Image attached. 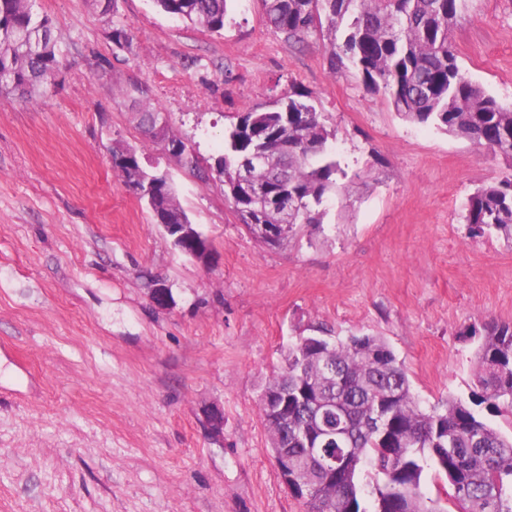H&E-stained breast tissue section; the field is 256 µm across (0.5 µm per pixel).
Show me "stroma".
Segmentation results:
<instances>
[{
  "mask_svg": "<svg viewBox=\"0 0 512 512\" xmlns=\"http://www.w3.org/2000/svg\"><path fill=\"white\" fill-rule=\"evenodd\" d=\"M35 8L63 68L33 101L0 91V512H305L259 399L289 345L321 327L384 337L424 405L471 400L467 331L512 321V241L471 236L463 215L511 166L402 119L353 67L331 70L326 33L286 40L260 0H230L220 35L153 0ZM451 40L468 77L512 106V0H466ZM291 92L335 132L340 171L321 223L271 248L137 112L151 103L211 164L239 113ZM116 140L169 173L206 262L152 224L112 167ZM159 282L166 309L150 300ZM214 406L220 437L204 426Z\"/></svg>",
  "mask_w": 512,
  "mask_h": 512,
  "instance_id": "35a3bbf8",
  "label": "stroma"
}]
</instances>
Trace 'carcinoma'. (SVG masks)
<instances>
[{
    "label": "carcinoma",
    "instance_id": "cac0c4a2",
    "mask_svg": "<svg viewBox=\"0 0 512 512\" xmlns=\"http://www.w3.org/2000/svg\"><path fill=\"white\" fill-rule=\"evenodd\" d=\"M163 12L212 33L224 30L228 0H153ZM271 29L301 41L313 32L333 34L331 64L348 59L370 92H383L399 115L433 122L493 156L512 159V108H506L462 70L450 40L464 0H262ZM35 0H0V88L32 92L49 87L60 71L52 25ZM156 109L142 103L140 124L151 142ZM321 115L302 95L272 109H247L224 132L218 163L224 196L240 223L238 163L256 150L271 163L252 168L253 181L283 198L265 211V223L285 221L282 208L304 201L290 215L299 224L320 223L319 208L336 188L340 171ZM112 166L122 181L159 184L145 196L152 223L189 219L165 173L148 170L137 149L115 141ZM465 222L476 235L499 232L512 240V175L474 194ZM478 337L473 401L512 412V322L488 319ZM278 398L259 406L272 451L288 457L291 494L307 499L306 512H448L423 492L425 468L448 485L458 512H512V436L488 425L466 402L450 397L425 407L413 393L406 368L376 335L345 339L301 336L288 347L286 367L263 387ZM324 449L326 467L310 449Z\"/></svg>",
    "mask_w": 512,
    "mask_h": 512
}]
</instances>
